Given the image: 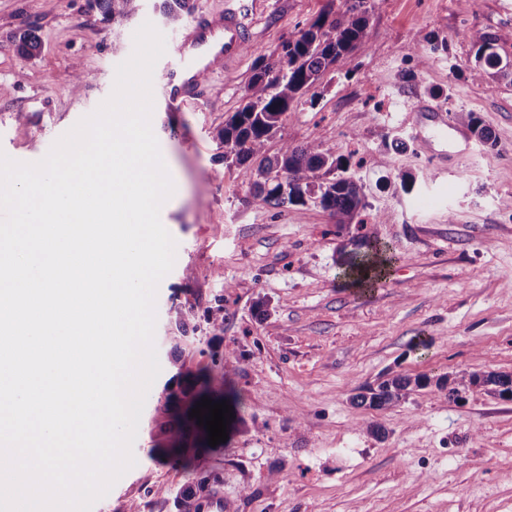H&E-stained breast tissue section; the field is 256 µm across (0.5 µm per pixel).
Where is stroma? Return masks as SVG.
Wrapping results in <instances>:
<instances>
[{"instance_id":"35a3bbf8","label":"stroma","mask_w":512,"mask_h":512,"mask_svg":"<svg viewBox=\"0 0 512 512\" xmlns=\"http://www.w3.org/2000/svg\"><path fill=\"white\" fill-rule=\"evenodd\" d=\"M141 0L118 23L93 0H0V152L33 163L112 93L135 32L169 26ZM344 0H263L242 63L206 82L198 105L154 103L151 124L174 183L160 218L177 243L156 295L161 371L133 444L136 464L93 512H178L180 469L149 457L157 400L173 376L178 312H222L215 344L242 398L199 473L238 512H512V399L471 375L512 376V83L473 79L472 31L512 30V0H368L366 48L325 73L287 113L283 138L357 153L363 235L399 260L352 286L338 264L353 233L315 203L257 204L213 134L240 106L258 58ZM41 47L22 57L20 34ZM448 48L428 66L426 39ZM77 81L69 90L68 81ZM448 117L435 132L417 103ZM492 135L481 144L457 113ZM415 180L412 191L402 176ZM425 375L394 406L357 405L362 388ZM460 390L449 397L436 380Z\"/></svg>"}]
</instances>
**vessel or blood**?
<instances>
[{"instance_id": "vessel-or-blood-1", "label": "vessel or blood", "mask_w": 512, "mask_h": 512, "mask_svg": "<svg viewBox=\"0 0 512 512\" xmlns=\"http://www.w3.org/2000/svg\"><path fill=\"white\" fill-rule=\"evenodd\" d=\"M250 38L241 8L225 6L201 14L187 28L170 32L172 61L162 75L161 96L167 107L181 110L196 102L204 76L216 66L238 62ZM223 490H209L193 500L195 512H224Z\"/></svg>"}]
</instances>
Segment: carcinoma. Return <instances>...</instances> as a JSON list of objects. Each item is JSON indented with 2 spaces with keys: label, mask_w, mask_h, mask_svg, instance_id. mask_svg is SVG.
<instances>
[{
  "label": "carcinoma",
  "mask_w": 512,
  "mask_h": 512,
  "mask_svg": "<svg viewBox=\"0 0 512 512\" xmlns=\"http://www.w3.org/2000/svg\"><path fill=\"white\" fill-rule=\"evenodd\" d=\"M96 7L106 20L127 18L139 10V0H95ZM162 14L175 25L191 11L190 0H162ZM367 0H345V8L319 15L307 29L282 45L259 62L247 88L245 103L224 120V127L214 138L224 145V163L236 166L253 190V199L261 205L279 207L285 204L304 205L309 200L336 218L338 227L353 223L365 207L362 186L342 174L334 179L326 175L346 171V161L336 155L333 146L321 141L293 145L281 140L276 153L268 154V144L277 137L285 116L298 106L301 97L330 70L346 66L351 57L366 47L368 36ZM475 49L472 77L486 75L512 79V65L502 64L496 52L500 41H512V30L498 36L480 31L471 33ZM40 48L35 33H23L18 39V51L24 57L34 56ZM459 120L467 124L482 143L490 141L488 131L472 112L462 113ZM364 250H353L342 262V273L353 283L381 280L387 268L399 260L388 243L362 240ZM177 328L186 344L197 341L195 333L204 329L215 336L224 332V318L208 315L199 318L195 310L179 313ZM171 364L177 368V390L167 396L164 413L171 418L157 423L164 436L163 443L151 452L163 455L180 465L187 473L188 491L179 501V512H191L196 490L210 478L197 476L190 463L208 448L206 426L198 425L191 409L204 398L214 402L236 401L238 393L224 380V356L210 355V363L190 370L181 356L175 355ZM493 384L500 394L512 395V376L488 375L470 378V383ZM428 385V378L398 376L385 380L377 387H368L355 400L376 410H384L399 402L416 389Z\"/></svg>",
  "instance_id": "cac0c4a2"
}]
</instances>
